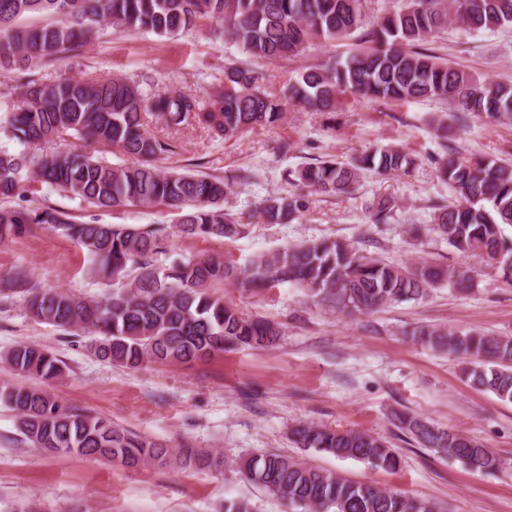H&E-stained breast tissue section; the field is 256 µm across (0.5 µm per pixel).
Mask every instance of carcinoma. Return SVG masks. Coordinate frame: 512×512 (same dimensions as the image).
Here are the masks:
<instances>
[{"label": "carcinoma", "instance_id": "1", "mask_svg": "<svg viewBox=\"0 0 512 512\" xmlns=\"http://www.w3.org/2000/svg\"><path fill=\"white\" fill-rule=\"evenodd\" d=\"M379 15L363 28L368 0H0V73L31 65H52L86 47L104 25L174 37L200 21L219 26L243 57L224 66V75L203 95L157 90L148 98L121 77L102 79L27 78L20 105L5 119L7 137L23 151L0 148V200L16 195L33 174L67 197L96 208L161 204L180 214L177 235L233 241L243 225L224 212L234 184L253 178L249 171L217 177L192 171H164L154 159L168 151L146 127L157 112L169 127L198 126L214 139L231 140L257 126L283 120L288 103L315 112H334L350 95L370 101L406 102L436 97L462 111L501 122L512 120V84L479 82L424 47L453 18L466 31L512 25V0H382ZM42 22L18 26L15 21ZM357 40L340 61L309 65L288 80L282 95L261 88L257 62L286 60L315 39ZM439 179L453 201L431 206L429 225H412L414 237L433 232L456 249L478 257L512 282V240L501 226L512 224V164L485 157L461 159L448 148V125L440 119ZM72 138L80 145L42 149ZM112 148L130 162L111 164L89 155L84 144ZM413 158L395 146L368 149L349 164L330 158L287 172L295 191L265 198V224L299 219L312 194L351 193L359 171L390 175L409 169ZM395 201L370 204L371 221H390ZM48 226L85 250L92 270L119 288L100 300L68 291L29 289L27 308L37 320L83 331L95 357L136 369L146 362L185 364L217 352L265 348L280 335L272 321L249 316L224 297L239 285L258 294L283 285L301 289L317 303L349 314H369L388 306L422 300L432 290H468L471 270L450 269L422 259L403 266L365 253L336 238H323L262 253L241 268L222 255L177 259L165 269L152 260L168 251L170 233L160 225L76 223L53 206H0V239ZM27 273L0 278V289L23 288ZM423 345L462 359L461 374L473 385L512 403V336L480 330L454 332L432 325L412 331ZM12 371L45 381L65 372L51 351L20 343L5 357ZM0 402L16 416L20 440L34 448L72 453L137 467L147 462L186 467L211 457L187 448L177 454L165 444L89 411L68 407L41 388L3 385ZM394 426L410 441L493 475L501 461L475 438L445 430L427 418L400 412ZM293 442L341 460L396 470L400 458L384 437L358 429L336 430L298 423ZM238 473L289 512H441L438 503L351 481L337 472L266 452L236 462Z\"/></svg>", "mask_w": 512, "mask_h": 512}]
</instances>
